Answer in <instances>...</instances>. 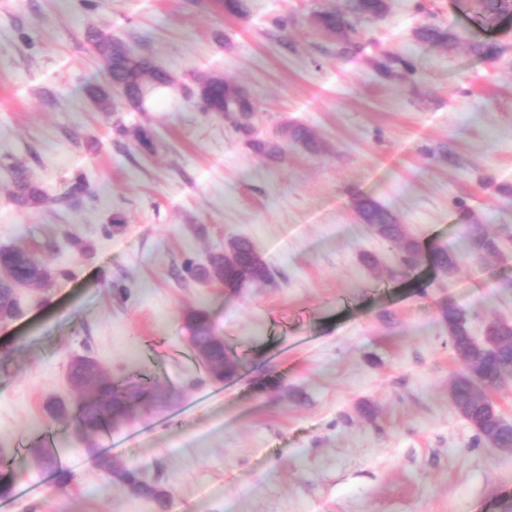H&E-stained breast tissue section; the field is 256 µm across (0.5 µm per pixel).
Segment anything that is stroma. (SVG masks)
Masks as SVG:
<instances>
[{"label": "stroma", "mask_w": 512, "mask_h": 512, "mask_svg": "<svg viewBox=\"0 0 512 512\" xmlns=\"http://www.w3.org/2000/svg\"><path fill=\"white\" fill-rule=\"evenodd\" d=\"M240 3L0 0V246L41 247L65 271L49 290L20 289L21 316L0 325V457L31 489L0 512H154L97 469L100 451L166 490L169 512H504L512 454L478 440L450 400L460 364L440 307L465 309L478 339L512 322V19L483 29L478 0H386L330 33L316 16L345 0ZM428 24L454 41L420 42ZM94 31L151 57L172 85L101 112L85 93L106 83ZM389 53L415 67L413 83L378 74ZM211 76L253 99L257 138L300 123L316 151L257 153L189 97ZM138 126L153 129L154 152L136 146ZM17 165L46 190L40 206L11 202ZM79 174L85 193L66 198ZM360 196L422 248L457 251L455 274L425 262L404 274L357 215ZM470 224L501 255L464 251ZM237 238L271 283L174 278ZM195 309L238 361L224 383L190 352ZM86 352L135 395V418L89 440L55 424L74 476L61 489L29 450L47 402L72 396L71 356ZM159 390L174 393L168 407L152 406Z\"/></svg>", "instance_id": "stroma-1"}]
</instances>
